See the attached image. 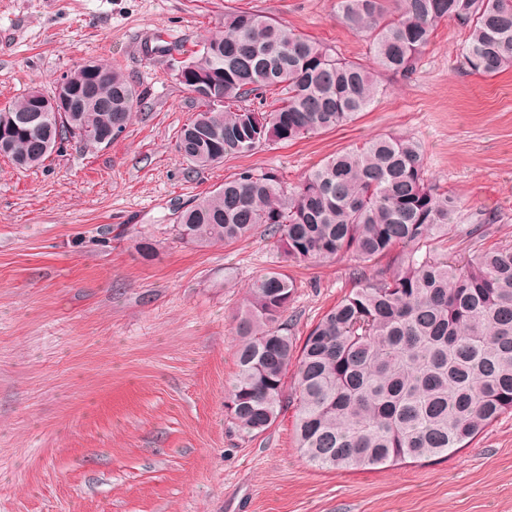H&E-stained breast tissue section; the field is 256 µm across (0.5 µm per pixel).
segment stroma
I'll use <instances>...</instances> for the list:
<instances>
[{
	"instance_id": "obj_1",
	"label": "stroma",
	"mask_w": 512,
	"mask_h": 512,
	"mask_svg": "<svg viewBox=\"0 0 512 512\" xmlns=\"http://www.w3.org/2000/svg\"><path fill=\"white\" fill-rule=\"evenodd\" d=\"M233 10L367 60L336 0H0V107L88 59L144 94L110 146L70 141L29 171L0 158V512H512V413L449 457L364 471L306 462L291 403L266 432H240L224 394L247 287L287 272L300 344L352 288L353 262L289 265L261 232L198 250L173 231L176 208L241 169L294 185L404 135L463 223L491 218L483 243L449 250L512 244V69L469 72L466 34L447 22L412 74L380 76L384 95L356 121L200 170L175 148L194 108L165 51L193 50Z\"/></svg>"
}]
</instances>
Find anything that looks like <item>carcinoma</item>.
Listing matches in <instances>:
<instances>
[{"label": "carcinoma", "mask_w": 512, "mask_h": 512, "mask_svg": "<svg viewBox=\"0 0 512 512\" xmlns=\"http://www.w3.org/2000/svg\"><path fill=\"white\" fill-rule=\"evenodd\" d=\"M393 2L336 0V17L368 35L369 66L260 13H225L224 33L171 59L182 85L205 89L178 131V152L206 169L344 126L384 93L375 72L411 73L447 21L467 31L461 59L472 73L512 69V0ZM89 67L99 85L80 112H48L37 130L17 127L35 93L51 95L36 87L0 109V138L9 135L15 167H39L73 139L94 146L131 122L143 95L121 70L88 60L61 80L79 86ZM459 211V200L426 177L422 145L396 136L329 156L293 187L243 169L177 211L176 237L194 248L261 228L290 263L355 262L354 287L299 349L283 321L288 275L270 271L251 283L224 396L238 430L265 432L291 399L296 447L308 462L366 470L447 457L511 413L512 245L473 254L440 248L481 233V224L457 223Z\"/></svg>", "instance_id": "obj_1"}]
</instances>
